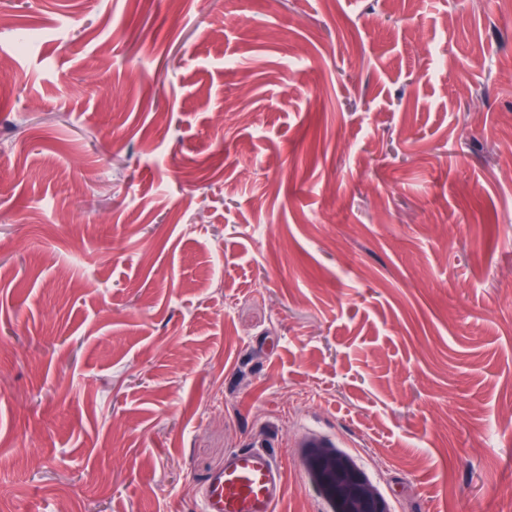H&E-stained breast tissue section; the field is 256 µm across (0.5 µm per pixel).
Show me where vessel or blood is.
Masks as SVG:
<instances>
[{
	"label": "vessel or blood",
	"instance_id": "vessel-or-blood-1",
	"mask_svg": "<svg viewBox=\"0 0 512 512\" xmlns=\"http://www.w3.org/2000/svg\"><path fill=\"white\" fill-rule=\"evenodd\" d=\"M283 468L269 454L237 450L200 491L202 512H277Z\"/></svg>",
	"mask_w": 512,
	"mask_h": 512
}]
</instances>
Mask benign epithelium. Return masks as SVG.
Wrapping results in <instances>:
<instances>
[{
  "mask_svg": "<svg viewBox=\"0 0 512 512\" xmlns=\"http://www.w3.org/2000/svg\"><path fill=\"white\" fill-rule=\"evenodd\" d=\"M309 447L320 449L313 468L317 481L335 501L336 512H388L385 500L345 458L323 450L321 442Z\"/></svg>",
  "mask_w": 512,
  "mask_h": 512,
  "instance_id": "1",
  "label": "benign epithelium"
}]
</instances>
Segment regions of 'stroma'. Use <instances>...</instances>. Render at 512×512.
Returning a JSON list of instances; mask_svg holds the SVG:
<instances>
[{"mask_svg":"<svg viewBox=\"0 0 512 512\" xmlns=\"http://www.w3.org/2000/svg\"><path fill=\"white\" fill-rule=\"evenodd\" d=\"M0 0V512L512 497V10ZM283 467L269 454L237 450L200 491L203 512H277ZM316 478L335 501L336 512H388L385 500L366 477L340 455L320 451L313 460Z\"/></svg>","mask_w":512,"mask_h":512,"instance_id":"obj_1","label":"stroma"}]
</instances>
